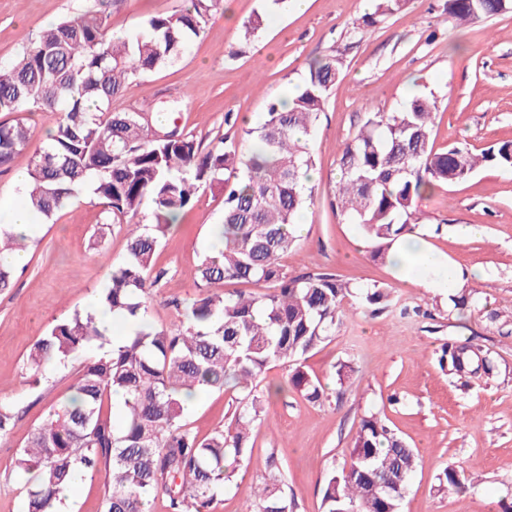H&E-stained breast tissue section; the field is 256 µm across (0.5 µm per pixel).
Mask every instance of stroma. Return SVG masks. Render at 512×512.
Listing matches in <instances>:
<instances>
[{
    "label": "stroma",
    "instance_id": "obj_1",
    "mask_svg": "<svg viewBox=\"0 0 512 512\" xmlns=\"http://www.w3.org/2000/svg\"><path fill=\"white\" fill-rule=\"evenodd\" d=\"M447 0H406L375 26L354 30L368 12L364 0H308L305 10H282L265 0H224L205 34L182 59L130 80L112 101L116 111L166 116L201 146L235 142L243 126H260L270 103L294 94L310 64L332 54L342 73L327 97L311 139L314 202L303 211L296 247L281 264L291 275L326 270L359 287L391 293L379 313L359 295L344 301L345 317L330 341L308 354L306 371L320 380V402L305 401L277 363L265 375L281 393L255 424L251 448L235 466L215 512H249L254 491L275 457L293 512H323L328 474L347 463L361 419L381 417L420 461L400 512H502L512 498V169L481 165L468 179L438 189L420 204L419 231L427 247L453 264L474 288L473 304L455 309L448 291L412 286L390 263L374 260L357 225L331 206L339 178V147L368 113L395 112L417 95L437 97L436 147L481 152L512 141V12L466 23ZM185 0H115L112 32H135ZM98 0H0V64L6 65L57 20L96 11ZM262 16L251 38L244 23ZM224 213L220 185L200 189L156 253L165 276L153 289L155 327L178 322L175 302L197 294L195 271L216 240ZM479 227L466 237L464 226ZM126 227L113 223L91 195L73 198L53 220L38 221L26 261L0 291V396L16 425L0 436V512H26L29 477L15 459L50 409L72 397L84 357L47 366L32 384L28 355L58 321L97 304L112 267L126 253ZM471 343L487 352L493 375L461 377L439 364L444 344ZM356 374L339 382L340 362ZM233 388L204 391L187 426L201 438L225 427L235 407ZM453 466L472 478L462 493L438 491L439 473Z\"/></svg>",
    "mask_w": 512,
    "mask_h": 512
}]
</instances>
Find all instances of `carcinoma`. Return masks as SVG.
Instances as JSON below:
<instances>
[{
	"label": "carcinoma",
	"instance_id": "carcinoma-1",
	"mask_svg": "<svg viewBox=\"0 0 512 512\" xmlns=\"http://www.w3.org/2000/svg\"><path fill=\"white\" fill-rule=\"evenodd\" d=\"M222 0H190L179 14L158 15L143 30L109 33L112 0L81 18L45 29L9 66L0 67V113L34 108L58 112L46 141L35 145L23 119L0 122V168L30 153L29 179L21 202L50 220L81 192L103 200L117 220L152 204L154 223L130 225L123 261L112 267L100 305L137 325L134 335L87 361L74 384L80 399L54 406L30 434L16 460L21 473L37 472L27 512H57L61 486L94 472L105 474L104 512H147L161 492L173 512H213L231 478L226 457H244L251 429L265 414L271 392L258 379L276 362L291 364L289 382L308 402L324 389L302 366L305 356L331 339L344 318L350 282L331 272L290 275L281 257L298 241V212L313 200L308 173L314 167L309 136L342 62L334 55L309 66L287 109L273 103L241 142L220 143L203 154L179 129L159 130L137 112L112 111L132 78L176 64L187 45L205 32ZM403 0H375L355 28L379 23ZM448 11L467 21L512 11V0H448ZM437 98L416 96L398 112L369 114L340 149V179L331 205L360 227L386 260L393 245L420 224V202L442 186L466 180L477 164L512 168V142L474 155L459 146L437 149L433 128ZM229 173L230 180L224 177ZM224 186V218L217 225L218 253L198 268L209 290L176 303L178 324L156 328L149 320L150 277L161 238L191 208L200 187ZM26 238L0 226V289L10 287V256ZM236 281L266 285L272 292L226 291ZM368 305H388L390 292L365 289ZM106 328L92 312L55 323L29 353L34 374L64 364L104 340ZM440 361L456 374L490 371L480 348H442ZM233 384L238 396L231 423L200 438L183 423L182 398ZM121 394L114 417L108 402ZM11 405L0 400V435L15 427ZM417 456L381 418L361 420L350 462L327 476L324 512H399ZM441 491L461 492L468 478L446 468ZM251 512H290L274 475L258 488Z\"/></svg>",
	"mask_w": 512,
	"mask_h": 512
}]
</instances>
